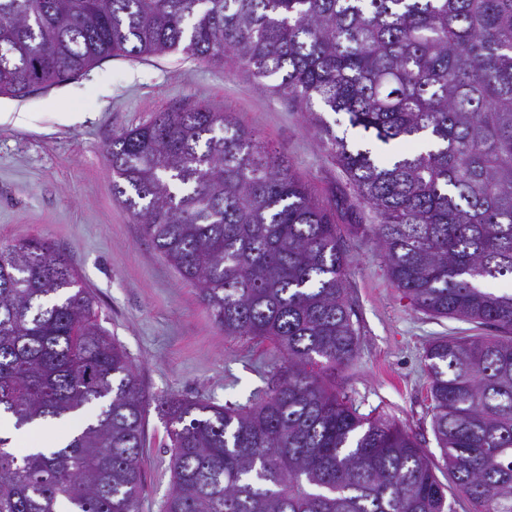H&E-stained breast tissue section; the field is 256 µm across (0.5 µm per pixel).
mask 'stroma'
Listing matches in <instances>:
<instances>
[{
	"label": "stroma",
	"instance_id": "35a3bbf8",
	"mask_svg": "<svg viewBox=\"0 0 512 512\" xmlns=\"http://www.w3.org/2000/svg\"><path fill=\"white\" fill-rule=\"evenodd\" d=\"M199 105L234 112L243 126L284 150L319 199L352 198L351 185L304 114L231 62L179 51L112 57L24 97L0 95V113L36 117L27 129L0 124V245L38 237L68 256L95 297L100 324L130 357L148 396L140 512H163L172 481L161 404L178 396L246 408L276 383L284 363L269 343L224 335L194 287L112 194L105 149L113 135L155 113ZM60 112L87 118L65 125L56 119ZM373 221L362 205L336 212L360 333L354 360L336 370L334 380L359 413L403 424L444 482L424 350L437 336L487 335L491 329L417 310L391 283L375 238L361 230Z\"/></svg>",
	"mask_w": 512,
	"mask_h": 512
}]
</instances>
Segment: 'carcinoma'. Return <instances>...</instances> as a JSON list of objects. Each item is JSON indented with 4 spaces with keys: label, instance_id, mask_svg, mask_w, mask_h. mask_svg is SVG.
Returning a JSON list of instances; mask_svg holds the SVG:
<instances>
[{
    "label": "carcinoma",
    "instance_id": "carcinoma-1",
    "mask_svg": "<svg viewBox=\"0 0 512 512\" xmlns=\"http://www.w3.org/2000/svg\"><path fill=\"white\" fill-rule=\"evenodd\" d=\"M230 58L286 95L328 147L388 275L419 310L495 328L425 352L432 427L473 512H512V0H0V94L25 96L107 57ZM343 112L385 146H349ZM114 198L226 336L284 355L253 406H162L164 512H452L400 424L327 385L358 332L336 200L233 113L158 112L106 148ZM95 297L46 240L0 246V412L14 428L98 403L54 448L0 436V512H139L146 396Z\"/></svg>",
    "mask_w": 512,
    "mask_h": 512
}]
</instances>
